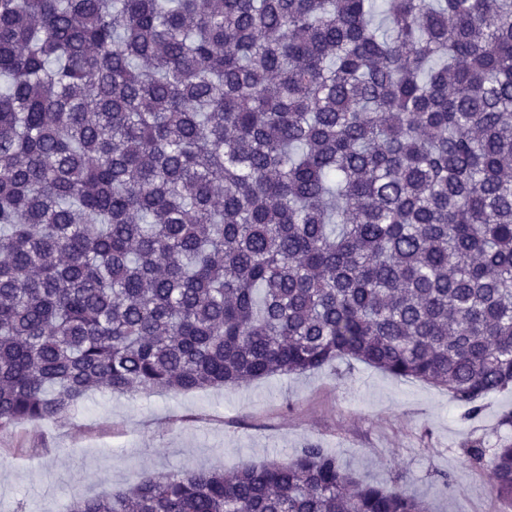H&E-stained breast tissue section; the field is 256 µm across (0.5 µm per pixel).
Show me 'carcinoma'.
I'll return each instance as SVG.
<instances>
[{
	"instance_id": "obj_1",
	"label": "carcinoma",
	"mask_w": 512,
	"mask_h": 512,
	"mask_svg": "<svg viewBox=\"0 0 512 512\" xmlns=\"http://www.w3.org/2000/svg\"><path fill=\"white\" fill-rule=\"evenodd\" d=\"M343 357L512 386V0H0V431ZM66 512L429 506L311 444Z\"/></svg>"
}]
</instances>
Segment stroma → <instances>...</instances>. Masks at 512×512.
Segmentation results:
<instances>
[{"instance_id": "obj_1", "label": "stroma", "mask_w": 512, "mask_h": 512, "mask_svg": "<svg viewBox=\"0 0 512 512\" xmlns=\"http://www.w3.org/2000/svg\"><path fill=\"white\" fill-rule=\"evenodd\" d=\"M512 389L470 417L446 390L354 359L322 370L187 393L95 392L61 424L0 432V512H44L71 496H102L173 468L233 470L309 444L372 484L401 487L433 512H507L472 443L495 448Z\"/></svg>"}]
</instances>
